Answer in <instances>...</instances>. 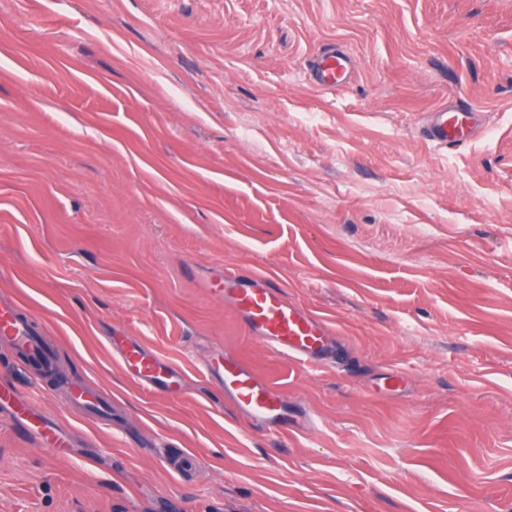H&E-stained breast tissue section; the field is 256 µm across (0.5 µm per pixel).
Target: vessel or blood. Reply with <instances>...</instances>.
Masks as SVG:
<instances>
[{"label": "vessel or blood", "mask_w": 512, "mask_h": 512, "mask_svg": "<svg viewBox=\"0 0 512 512\" xmlns=\"http://www.w3.org/2000/svg\"><path fill=\"white\" fill-rule=\"evenodd\" d=\"M348 72L349 59L342 53L319 57L311 64L313 81L326 89L342 86ZM475 130L472 113L463 114L445 106L430 113L425 125L427 138L441 147L456 143ZM223 292L225 302L235 310L249 334L269 349L312 364L333 358L336 341L327 324L290 302L280 289L269 286L265 278L229 271L224 275ZM41 329L40 322L21 316L16 300L0 298V341L49 371L53 358L39 340ZM112 352L136 384L163 396L181 393L182 372L175 363L133 342L114 345ZM206 370L225 396L258 427L278 432L305 429L304 420L292 416L283 395L242 362L224 355L211 359ZM72 399L92 418L103 405L99 394L83 386L73 388ZM0 406L20 417L40 445L52 450L68 446L64 431L35 409L30 400L20 398L5 379L0 380Z\"/></svg>", "instance_id": "vessel-or-blood-1"}]
</instances>
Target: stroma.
I'll return each instance as SVG.
<instances>
[{"label":"stroma","instance_id":"stroma-1","mask_svg":"<svg viewBox=\"0 0 512 512\" xmlns=\"http://www.w3.org/2000/svg\"><path fill=\"white\" fill-rule=\"evenodd\" d=\"M447 102L483 128L441 148ZM231 269L326 318L335 363L253 340ZM2 296L59 372L0 342V376L75 442L1 411L0 512H512V0H0ZM114 335L182 394L133 383ZM220 353L314 427L254 425ZM311 77L318 86L338 89L349 72V59L345 54L333 52L311 63ZM110 347L126 375L136 384L163 396L181 394L182 372L178 365L133 342ZM72 400L86 415L98 420L97 411L106 402L99 394L84 386H76L72 389Z\"/></svg>","mask_w":512,"mask_h":512}]
</instances>
